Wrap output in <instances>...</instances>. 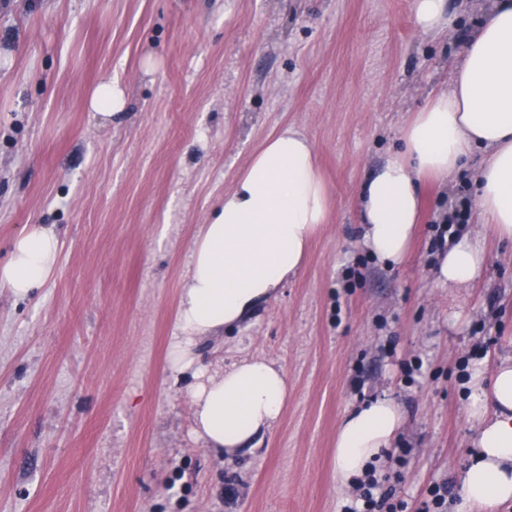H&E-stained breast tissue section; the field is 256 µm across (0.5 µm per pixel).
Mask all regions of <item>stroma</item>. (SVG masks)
I'll return each mask as SVG.
<instances>
[{
    "mask_svg": "<svg viewBox=\"0 0 512 512\" xmlns=\"http://www.w3.org/2000/svg\"><path fill=\"white\" fill-rule=\"evenodd\" d=\"M448 37L412 0H0V263L29 225L61 251L34 300L0 288V512H344L336 428L381 395L403 426L375 477L395 512L472 451L468 384L512 355V244L481 280L436 284L438 222L471 199L482 155L429 184L405 258L359 243L354 189L457 61L487 0H448ZM113 79L126 106H88ZM314 144L330 215L276 301L202 338L205 363L261 356L288 404L259 447L191 433L190 375L167 355L189 248L267 137Z\"/></svg>",
    "mask_w": 512,
    "mask_h": 512,
    "instance_id": "1",
    "label": "stroma"
}]
</instances>
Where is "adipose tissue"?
<instances>
[{"label":"adipose tissue","mask_w":512,"mask_h":512,"mask_svg":"<svg viewBox=\"0 0 512 512\" xmlns=\"http://www.w3.org/2000/svg\"><path fill=\"white\" fill-rule=\"evenodd\" d=\"M413 18L418 31L437 37L455 24L447 0H413ZM458 56L446 88L404 126L401 150L358 188L362 243L380 262H399L407 252L424 182L461 172L478 149L485 157L475 175L476 221L512 241V0H490L461 38ZM328 217L329 192L314 146L289 127L266 139L194 240L169 362L172 371L193 372L192 433L207 447L230 454L255 447L284 413L288 379L262 357L217 368L201 364L192 343L276 298L302 268L312 236ZM59 251L53 231L31 225L0 264V288L29 296L51 277ZM487 261L481 235H458L438 250L435 279L468 287L482 277ZM469 418L476 452L461 481L465 512H498L512 502V357L489 378L475 376ZM402 424L399 405L388 397L344 416L336 431L341 483L364 476Z\"/></svg>","instance_id":"ef3b65f1"}]
</instances>
